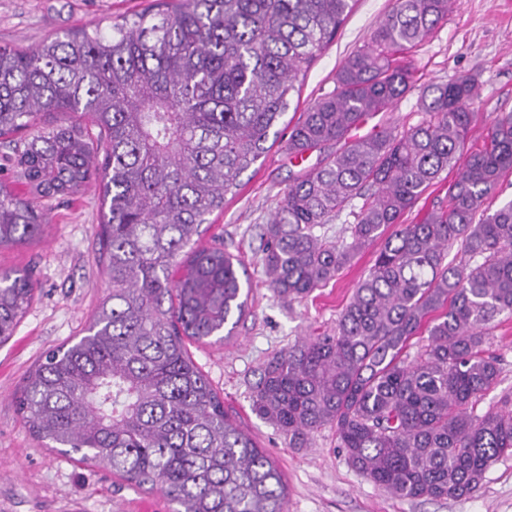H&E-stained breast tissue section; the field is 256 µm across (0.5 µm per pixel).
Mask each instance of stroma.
<instances>
[{"instance_id": "35a3bbf8", "label": "stroma", "mask_w": 512, "mask_h": 512, "mask_svg": "<svg viewBox=\"0 0 512 512\" xmlns=\"http://www.w3.org/2000/svg\"><path fill=\"white\" fill-rule=\"evenodd\" d=\"M149 0H0V45L34 46L66 31L108 27L141 10ZM393 0H356L335 40L319 54L290 105L306 110L336 85V72L365 44L392 8ZM420 83L444 84L460 74H478L479 97L472 144L500 112L512 111V0H453L448 19L407 56ZM285 138L240 177L236 194L209 218L197 247L221 240L242 261L251 283L248 311L224 342L190 344L194 363L208 377L233 420L275 461L288 491V512H512V456L487 470L473 495L450 500H409L391 495L358 474L338 448L333 430L314 433L304 448L251 410L258 368L299 340L332 330L340 311L374 260L360 253L337 277L303 300L274 296L263 272L261 227L281 201L300 166L290 161ZM100 190L90 184L54 201L41 237L0 248V270L25 268L36 284L35 299L14 335L0 344V512H169L165 496L137 488L110 471L44 448L19 416L14 395L48 352L83 336L108 292L100 259ZM490 349L500 358L496 389L477 402L476 413L512 398V318L496 321Z\"/></svg>"}]
</instances>
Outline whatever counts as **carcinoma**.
Instances as JSON below:
<instances>
[{
    "instance_id": "cac0c4a2",
    "label": "carcinoma",
    "mask_w": 512,
    "mask_h": 512,
    "mask_svg": "<svg viewBox=\"0 0 512 512\" xmlns=\"http://www.w3.org/2000/svg\"><path fill=\"white\" fill-rule=\"evenodd\" d=\"M355 2L154 0L108 33L0 46V174L29 187L20 197L0 185V247L39 238L48 203L94 180L111 285L87 334L24 378L17 412L51 450L161 491L172 512H287L282 473L188 353V341H224L247 304L235 256L194 244L281 134L291 96ZM451 4L393 0L334 90L284 123L288 156L318 162L292 178L264 228L269 286L291 301L380 248L331 332L260 367L252 411L291 448L334 429L356 471L411 500L471 495L512 455V404L474 413L500 375L490 325L512 318V200L484 207L512 171V112L467 151L477 79L419 85L398 58ZM412 93L419 124L350 138ZM57 112L70 120L42 121ZM450 169L448 205L400 223ZM356 200L348 235L321 233ZM34 297L27 271L0 272V343Z\"/></svg>"
}]
</instances>
